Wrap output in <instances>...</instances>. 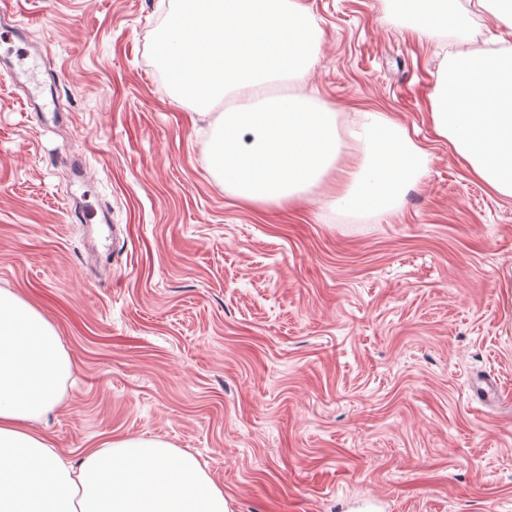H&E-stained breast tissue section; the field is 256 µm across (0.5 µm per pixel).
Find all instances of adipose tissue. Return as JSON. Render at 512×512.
<instances>
[{
    "label": "adipose tissue",
    "mask_w": 512,
    "mask_h": 512,
    "mask_svg": "<svg viewBox=\"0 0 512 512\" xmlns=\"http://www.w3.org/2000/svg\"><path fill=\"white\" fill-rule=\"evenodd\" d=\"M509 36L495 47L451 54L429 97L436 140L447 143L489 193L512 200V0H495ZM428 35L439 23L467 30L460 0H383ZM320 31L299 0H191L154 37V54L176 98L226 108L210 163L225 192L251 207L291 209L328 184L326 209H400L430 163L426 146L389 112H359L347 129L329 104L279 91L307 75ZM71 358L46 315L0 289V512H229L224 489L190 453L161 438L125 437L64 459L37 430L60 403Z\"/></svg>",
    "instance_id": "1"
}]
</instances>
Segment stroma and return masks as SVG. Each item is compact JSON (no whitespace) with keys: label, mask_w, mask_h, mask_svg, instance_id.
<instances>
[{"label":"stroma","mask_w":512,"mask_h":512,"mask_svg":"<svg viewBox=\"0 0 512 512\" xmlns=\"http://www.w3.org/2000/svg\"><path fill=\"white\" fill-rule=\"evenodd\" d=\"M177 0H12L67 120L0 76V288L72 358L37 428L72 461L110 439L194 454L230 512H512V201L436 142L446 51L381 0H301L321 31L302 92L393 113L431 153L400 212L244 207L209 166L218 109L178 102L153 36ZM86 165L111 221L75 223ZM501 391L470 402L471 383Z\"/></svg>","instance_id":"35a3bbf8"}]
</instances>
